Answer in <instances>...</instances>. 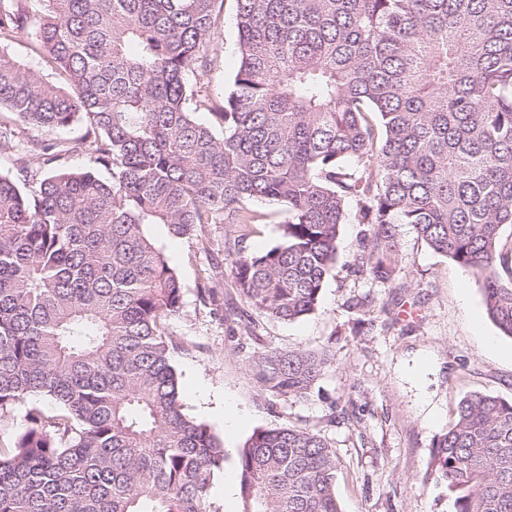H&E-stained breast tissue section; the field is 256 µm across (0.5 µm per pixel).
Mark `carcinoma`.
Here are the masks:
<instances>
[{"instance_id": "1", "label": "carcinoma", "mask_w": 512, "mask_h": 512, "mask_svg": "<svg viewBox=\"0 0 512 512\" xmlns=\"http://www.w3.org/2000/svg\"><path fill=\"white\" fill-rule=\"evenodd\" d=\"M239 66L217 104L224 0H0V512H218L224 444L188 416L166 321L182 281L147 229L235 227V293L265 317L314 314L340 226L361 224L353 273L396 275L397 227L482 282L512 338V0H234ZM31 36L22 60L7 49ZM207 112L203 123L196 114ZM79 140L42 144L22 126ZM219 126L218 134L214 126ZM86 150L94 169L56 166ZM261 199L281 240L243 246ZM331 355L268 350L271 397L308 395ZM456 512H512V401L463 397L434 442ZM239 512H343L339 459L296 426L238 451Z\"/></svg>"}]
</instances>
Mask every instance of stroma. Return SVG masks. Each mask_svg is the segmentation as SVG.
<instances>
[{"label": "stroma", "instance_id": "1", "mask_svg": "<svg viewBox=\"0 0 512 512\" xmlns=\"http://www.w3.org/2000/svg\"><path fill=\"white\" fill-rule=\"evenodd\" d=\"M214 47L212 90L219 101L238 66L232 0H225ZM148 232L183 283L169 333L184 411L224 442L214 506L237 512L238 500H225L222 488L238 483L237 451L252 433L294 425L335 448L343 512H455L435 471V439L452 425L463 396L512 400V338L489 318L481 281L430 250L408 224L398 227L394 282L356 275L351 266L361 227L345 224L318 310L293 323L256 315L262 338L256 344L200 299L203 269L224 258L227 226L211 225L193 238L172 237L162 225ZM488 336L495 348L486 347ZM274 348L326 349L332 363L307 397L273 398L256 382L251 361Z\"/></svg>", "mask_w": 512, "mask_h": 512}]
</instances>
